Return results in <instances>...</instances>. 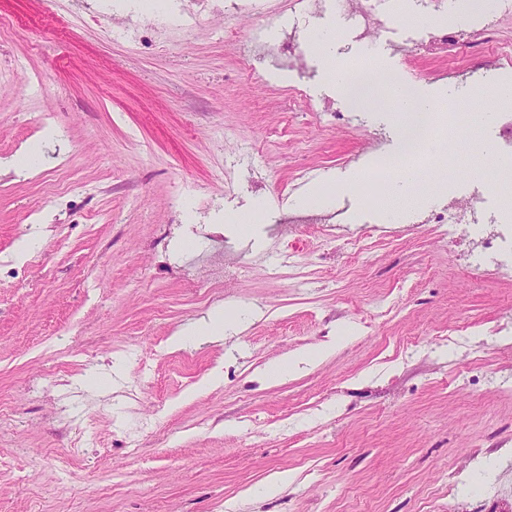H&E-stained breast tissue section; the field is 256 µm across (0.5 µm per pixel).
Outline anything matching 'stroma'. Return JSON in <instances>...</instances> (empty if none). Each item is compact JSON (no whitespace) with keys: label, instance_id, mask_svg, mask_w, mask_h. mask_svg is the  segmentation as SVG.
<instances>
[{"label":"stroma","instance_id":"1","mask_svg":"<svg viewBox=\"0 0 512 512\" xmlns=\"http://www.w3.org/2000/svg\"><path fill=\"white\" fill-rule=\"evenodd\" d=\"M221 4L161 33L157 12L103 0H0V160L37 139L43 157L33 175L0 171V512H462L479 472L512 476V269L471 268V242L428 216L488 174L449 132L452 91L486 113L477 149H498L512 118L452 71L512 51V9L491 39L478 14L430 55L448 0H414L411 20L386 0L372 37L331 0ZM228 9L242 36L325 35L335 52L243 67ZM358 65L434 107L439 142L399 212L358 194L399 139L392 113L352 108L329 74ZM309 211L330 214L335 242L313 224L278 232ZM218 252L245 271L225 279ZM217 311L237 320L223 344L169 348ZM216 368L220 385L191 396ZM331 345L318 349L297 351L287 359L276 361L268 365L264 377L270 381H278L287 375L295 373L304 367H309L329 354Z\"/></svg>","mask_w":512,"mask_h":512}]
</instances>
